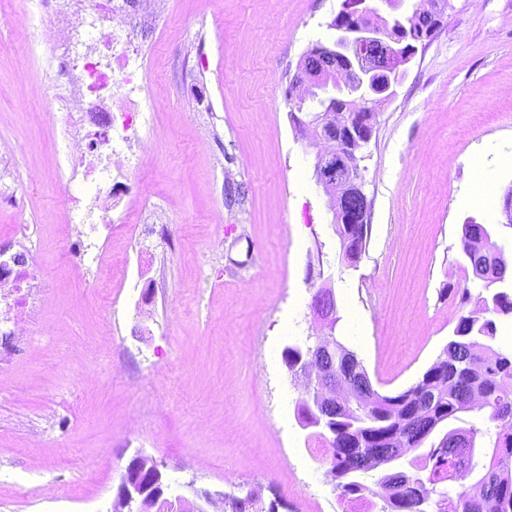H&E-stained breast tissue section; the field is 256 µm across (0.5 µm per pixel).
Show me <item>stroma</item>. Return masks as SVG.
<instances>
[{
	"mask_svg": "<svg viewBox=\"0 0 512 512\" xmlns=\"http://www.w3.org/2000/svg\"><path fill=\"white\" fill-rule=\"evenodd\" d=\"M451 3L375 108L359 162L370 230L350 266L289 102L342 0H164L137 36L153 150L125 181L143 209L105 253L128 271L107 311L59 261L68 171L52 102L31 95L50 82L53 15L22 68L8 20L28 0H0V244L30 225L49 276L27 345L0 372V512H111L138 454L177 493L191 482L219 494L209 512L249 493L256 512H349L314 460L327 440L300 426L302 381L282 359L314 331L315 291L330 281L337 340L393 393L421 378L463 313V222L494 225L512 260V0Z\"/></svg>",
	"mask_w": 512,
	"mask_h": 512,
	"instance_id": "1",
	"label": "stroma"
}]
</instances>
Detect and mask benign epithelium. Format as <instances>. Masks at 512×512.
Returning a JSON list of instances; mask_svg holds the SVG:
<instances>
[{
  "mask_svg": "<svg viewBox=\"0 0 512 512\" xmlns=\"http://www.w3.org/2000/svg\"><path fill=\"white\" fill-rule=\"evenodd\" d=\"M448 8L447 0H432L430 7L417 8L412 15L426 20V39H431L440 27ZM380 9L369 7L366 0H343L342 8L332 21L336 35L334 41L322 47L319 53L303 56L292 83H300L311 90L324 83L328 97L323 110L308 122L294 117V122L311 139L317 148L315 177L330 192L334 224H358L365 221L370 202L358 165L360 151L373 136L372 106L396 95V88L405 73V66L415 57L419 38L406 26L391 37L384 26ZM346 89L359 93L361 109L352 110V104L335 97V92ZM314 318L328 329H333L336 319V298L333 290L319 289L312 298ZM336 355L335 338L323 332L313 340L309 357L298 366L296 374L305 380L304 398L308 407L322 412L328 407H338L347 415L357 413L378 393L368 380L359 385L334 370L326 357ZM414 445L402 440L388 454L375 460L381 474L392 472ZM194 500L183 495L175 497L182 512H205L203 504L213 502L208 490H198L194 484ZM169 483L165 473L155 463H148L140 455L129 462L117 496L120 512H146V500L168 499Z\"/></svg>",
  "mask_w": 512,
  "mask_h": 512,
  "instance_id": "benign-epithelium-1",
  "label": "benign epithelium"
}]
</instances>
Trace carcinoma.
Instances as JSON below:
<instances>
[{"label": "carcinoma", "instance_id": "obj_1", "mask_svg": "<svg viewBox=\"0 0 512 512\" xmlns=\"http://www.w3.org/2000/svg\"><path fill=\"white\" fill-rule=\"evenodd\" d=\"M488 228L477 222L462 227V251ZM472 281L484 287L474 294L462 288L461 305H474L448 337L445 350L414 385L395 394H381L353 421L331 422L329 443L334 490L342 499L370 494L381 501L379 512H512V352L494 346L496 317L512 315V279ZM312 343H291L283 361L293 370ZM485 412L493 428L452 427L438 441L434 435L452 421H464L473 410ZM421 454L405 465L408 481L392 484L362 481L373 469L363 454L380 456L402 438ZM477 474L469 489L452 494L443 484L454 479L458 464Z\"/></svg>", "mask_w": 512, "mask_h": 512}]
</instances>
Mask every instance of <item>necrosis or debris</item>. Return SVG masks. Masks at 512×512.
Listing matches in <instances>:
<instances>
[{
	"mask_svg": "<svg viewBox=\"0 0 512 512\" xmlns=\"http://www.w3.org/2000/svg\"><path fill=\"white\" fill-rule=\"evenodd\" d=\"M54 11L62 51L53 82L73 86L70 94H56L53 114L66 131L60 151L75 173L63 202L65 258L75 268H96L90 286L108 300L117 271L105 263L96 232L98 225L112 224V211L121 199L112 171L130 163V147L140 139L144 64L133 33L148 25L153 3L121 0L111 13L92 16L85 0H54ZM45 287L35 260L18 261L0 251L1 361L9 358L10 347L21 346Z\"/></svg>",
	"mask_w": 512,
	"mask_h": 512,
	"instance_id": "obj_1",
	"label": "necrosis or debris"
}]
</instances>
